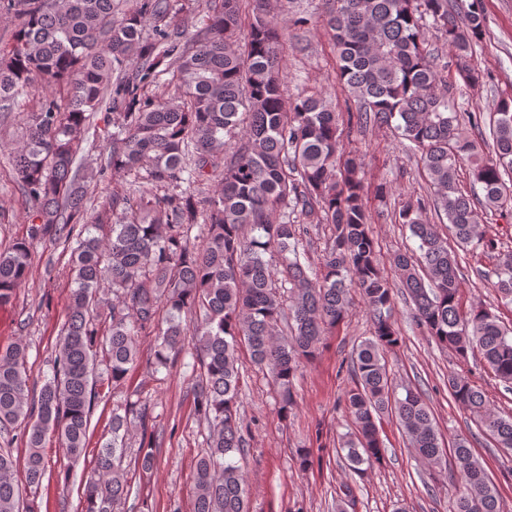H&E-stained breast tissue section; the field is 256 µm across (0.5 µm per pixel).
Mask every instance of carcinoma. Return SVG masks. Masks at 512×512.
<instances>
[{"label":"carcinoma","instance_id":"obj_1","mask_svg":"<svg viewBox=\"0 0 512 512\" xmlns=\"http://www.w3.org/2000/svg\"><path fill=\"white\" fill-rule=\"evenodd\" d=\"M114 2L0 0V17L15 20L12 42L0 48V110L27 114L12 165L34 220L29 238L0 248V305L26 282L35 240L76 242L50 377L40 386L29 381L22 343L0 350V431L25 438V486H40L47 473L48 433L72 461L85 454L97 384L125 380L138 360L136 337H156L155 368L167 369L191 335L199 366L193 406L208 431L196 460L194 512H249L236 460L247 429L237 350L246 347L269 371L280 415L288 417L301 360L313 358L345 320L354 290L372 328L346 367L353 386L343 404L354 431L336 454L357 475L382 464L377 422L390 413L417 456L443 470L440 482L448 483L446 449L425 393L409 385L397 393L386 365L385 353L401 340L393 289L372 237L361 163L343 151L340 113L317 91L283 101L288 18L270 14L267 0H218L188 39L164 23L168 0H136L119 17ZM428 17L458 60L472 55L485 27L473 2L461 15L448 0H326L319 23L347 92V126H394L419 153L432 189L398 212L417 243L393 258L413 318L458 356L479 351L512 385V330L480 304L462 310L460 257L426 217L429 210L445 216L461 249L497 255L490 286L512 303V250L499 252L478 219L480 209L512 214V98L496 103L490 139H472L466 127H481V115L451 107L442 52L425 38ZM244 25L248 41L240 51L235 41ZM165 73L172 77L164 87L175 85L177 94L145 96ZM95 112L106 125L115 116L120 123L101 148L99 168L87 175L75 163ZM463 166L483 198L459 187ZM218 168L213 195L199 196L194 184ZM109 170L149 188L135 198L114 188L95 203L91 183ZM295 213L329 225L316 272L300 262ZM200 222L207 234L199 247L189 230ZM105 283L112 288L107 303L99 298ZM448 392L497 448L512 451V416L498 414L462 376L448 377ZM151 419L139 400L112 409L111 437L83 485L82 512H123L128 474L153 472L152 439L141 442L133 467L124 466L125 439L135 429L147 436ZM326 454L321 443L299 449V470L322 466ZM453 457L460 482L454 512H500L468 438L455 440ZM14 471L11 452L0 448V512H30Z\"/></svg>","mask_w":512,"mask_h":512}]
</instances>
